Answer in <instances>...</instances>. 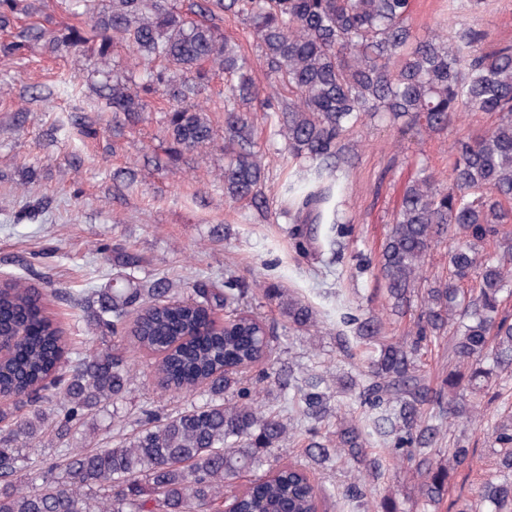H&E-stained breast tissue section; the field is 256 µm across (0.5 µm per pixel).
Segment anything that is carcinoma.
<instances>
[{
	"label": "carcinoma",
	"mask_w": 512,
	"mask_h": 512,
	"mask_svg": "<svg viewBox=\"0 0 512 512\" xmlns=\"http://www.w3.org/2000/svg\"><path fill=\"white\" fill-rule=\"evenodd\" d=\"M98 35V56L108 61L121 41L139 56L138 81L104 85L106 106L138 122L150 99L168 97L167 126L179 155L213 139V128L192 104L211 68L224 73V201L268 208L266 167L256 150L253 112L265 113L288 149V163H309L311 178L288 184L290 236L302 255L318 243L319 224H337L339 172L348 163L351 136L366 117L381 115L402 129L430 136L448 130L464 113L495 117L487 127L448 145V181L427 164L405 186L377 265L388 301L399 314L416 307L407 337L383 344L361 378L341 392L378 414V430L398 462L417 461L421 512L440 504L450 474L469 467L473 452L451 429L477 418L494 376L512 373V43L484 47L477 22L418 33L412 0H191L186 10L170 0H75ZM35 13L25 0H0V28ZM231 14L249 24L270 76L258 86L244 73L235 40L195 16ZM47 30L31 24L18 40L0 44L7 57ZM58 51L85 42L71 25L51 34ZM289 98L283 99L282 92ZM448 244L446 263L424 276L432 250ZM142 257L112 248L113 282L82 300L88 331L128 332L137 347L161 352L159 372L178 388L208 389V398L164 418L147 411L144 425L119 435L110 448H65L63 464L31 489L20 487L19 449L35 441L68 439L88 415L124 396L132 380L128 359L99 344L63 361L62 331L42 306V295L20 278L0 282V340L12 357L0 368V395L21 415L0 413V512H224V488L293 442L284 416L259 404L270 383L313 426L332 416L333 392L321 375L303 384L291 371H259L252 386L238 371L265 363L270 329L240 309L248 289L229 277L224 290L200 283L196 298L179 296L166 280L141 281ZM290 327L317 328L313 308L284 288H264ZM224 309L220 335L205 334L203 313ZM358 337L380 336L386 322L355 318ZM446 343L448 373L430 386L421 350ZM499 446L501 479L478 486L494 512L512 505V415L491 430ZM307 456L319 461L345 454L365 468L359 420L342 418L334 434H311ZM447 454L444 461L433 457ZM319 491L307 470L288 465L233 496L234 512H314Z\"/></svg>",
	"instance_id": "cac0c4a2"
}]
</instances>
